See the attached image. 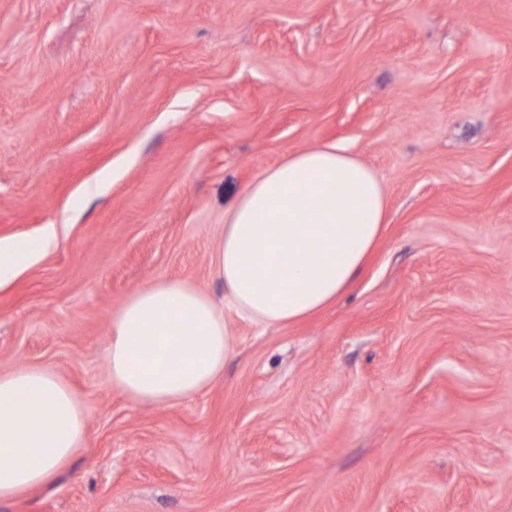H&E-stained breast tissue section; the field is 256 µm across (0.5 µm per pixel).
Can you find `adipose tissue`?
<instances>
[{"label": "adipose tissue", "mask_w": 512, "mask_h": 512, "mask_svg": "<svg viewBox=\"0 0 512 512\" xmlns=\"http://www.w3.org/2000/svg\"><path fill=\"white\" fill-rule=\"evenodd\" d=\"M387 222L375 172L332 145L288 154L224 214L211 256L223 299L180 279L153 278L112 314V385L142 404L169 405L210 387L236 356L228 312L267 327L295 324L336 302ZM53 230L0 242V282L44 253ZM88 439L84 410L52 371L0 374V501L46 485Z\"/></svg>", "instance_id": "obj_1"}]
</instances>
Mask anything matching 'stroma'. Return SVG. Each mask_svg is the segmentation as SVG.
<instances>
[{
  "label": "stroma",
  "instance_id": "stroma-1",
  "mask_svg": "<svg viewBox=\"0 0 512 512\" xmlns=\"http://www.w3.org/2000/svg\"><path fill=\"white\" fill-rule=\"evenodd\" d=\"M371 166L388 223L352 289L232 317L205 392L112 386L148 279L223 298L224 213L288 154ZM0 372L52 370L89 439L0 512H512V0H0ZM54 225H48L40 238L24 244L0 242V286L16 275L20 268L44 253L54 241Z\"/></svg>",
  "mask_w": 512,
  "mask_h": 512
}]
</instances>
